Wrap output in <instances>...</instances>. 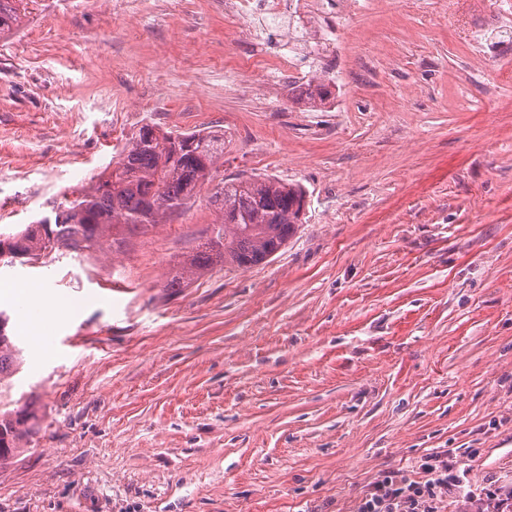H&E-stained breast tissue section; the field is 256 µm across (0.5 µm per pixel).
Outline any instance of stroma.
I'll list each match as a JSON object with an SVG mask.
<instances>
[{
    "label": "stroma",
    "instance_id": "obj_1",
    "mask_svg": "<svg viewBox=\"0 0 512 512\" xmlns=\"http://www.w3.org/2000/svg\"><path fill=\"white\" fill-rule=\"evenodd\" d=\"M224 0H29L0 37V228L49 215L144 124L219 130L181 214L111 247L0 266L23 364L0 407L40 430L0 512H353L452 449L438 512H512V0H315L239 63ZM329 84L327 104L299 94ZM300 183L268 263L168 271L210 236L215 181ZM13 284L86 299L37 356Z\"/></svg>",
    "mask_w": 512,
    "mask_h": 512
}]
</instances>
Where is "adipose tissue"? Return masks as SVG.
<instances>
[{
    "label": "adipose tissue",
    "instance_id": "obj_1",
    "mask_svg": "<svg viewBox=\"0 0 512 512\" xmlns=\"http://www.w3.org/2000/svg\"><path fill=\"white\" fill-rule=\"evenodd\" d=\"M14 294L28 314L35 348L41 356L49 355L51 352L48 329L84 306L81 300L54 295L40 289L18 288Z\"/></svg>",
    "mask_w": 512,
    "mask_h": 512
}]
</instances>
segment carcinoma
<instances>
[{
    "label": "carcinoma",
    "instance_id": "carcinoma-1",
    "mask_svg": "<svg viewBox=\"0 0 512 512\" xmlns=\"http://www.w3.org/2000/svg\"><path fill=\"white\" fill-rule=\"evenodd\" d=\"M25 0H0V34L19 26ZM332 95L328 85L312 80L305 99L322 104ZM224 155V133H174L145 124L105 169L73 199L53 209L54 217L36 220L15 232L0 231L5 264L32 254L66 251L82 254L102 247L112 230L156 226L164 217L183 211ZM306 191L274 177H250L220 182L210 202L220 213L213 236L173 267L164 287L186 288L218 264L249 268L267 262L288 243L302 223ZM9 319L0 316V382L13 376L22 362L21 350L7 331ZM39 417L34 408L0 409V467L26 451Z\"/></svg>",
    "mask_w": 512,
    "mask_h": 512
}]
</instances>
